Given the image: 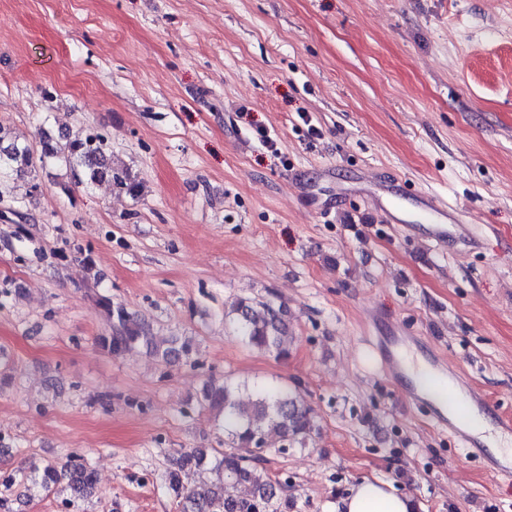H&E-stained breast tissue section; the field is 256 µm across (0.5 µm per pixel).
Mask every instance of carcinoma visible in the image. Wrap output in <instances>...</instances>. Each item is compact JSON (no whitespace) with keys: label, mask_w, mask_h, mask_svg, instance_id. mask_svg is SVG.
<instances>
[{"label":"carcinoma","mask_w":512,"mask_h":512,"mask_svg":"<svg viewBox=\"0 0 512 512\" xmlns=\"http://www.w3.org/2000/svg\"><path fill=\"white\" fill-rule=\"evenodd\" d=\"M51 160L70 172L73 183L88 186L107 180L120 193L139 196L141 183L127 167H115L106 138L95 130L71 138L46 135L40 155L16 142L0 139V180L25 181L36 162ZM112 320L108 334L98 338L99 345L111 353L143 348L164 364L176 360L193 361L197 354L191 338L171 337L161 347L147 336L144 318L108 299L101 300ZM224 318L233 333L249 347L286 359L288 350V308L271 299L250 298L233 302ZM254 398L239 396V387L213 377L203 385L198 404L224 413V447L187 448L161 474L169 495L177 501L178 512H288V480L273 478L265 467L266 459L255 453V441L266 443L264 452L284 454L296 444L303 445L316 431L313 410L298 390L256 385ZM209 470L216 482L198 478ZM68 479L71 496L60 501L62 512H77L78 499L90 493L97 483L93 466L81 454L73 452L66 461L32 462L10 472L0 471V512H17L14 504L40 491L50 494L63 479ZM246 485V496L234 493Z\"/></svg>","instance_id":"cac0c4a2"}]
</instances>
